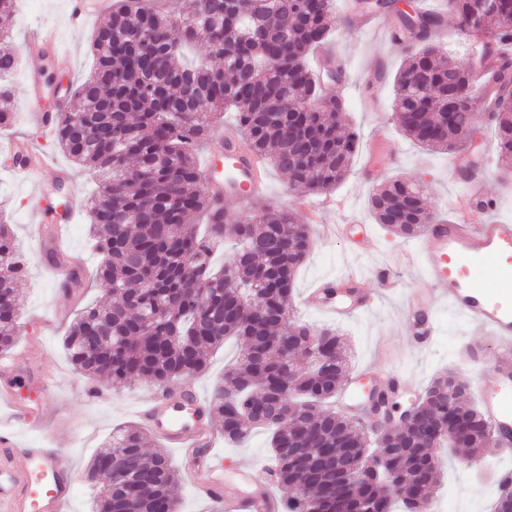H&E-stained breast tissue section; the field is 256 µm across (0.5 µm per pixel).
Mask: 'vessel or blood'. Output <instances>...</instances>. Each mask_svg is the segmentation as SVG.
<instances>
[{"instance_id": "1", "label": "vessel or blood", "mask_w": 512, "mask_h": 512, "mask_svg": "<svg viewBox=\"0 0 512 512\" xmlns=\"http://www.w3.org/2000/svg\"><path fill=\"white\" fill-rule=\"evenodd\" d=\"M102 7L101 0H69L68 22L82 26L86 17ZM26 45L29 49L51 51L62 59L70 53L59 42L54 30L34 27ZM26 105L39 127L55 132L57 112L46 110L41 95L27 98ZM224 174L208 177L207 192L215 205L212 223L224 220V204L234 201L247 204L263 190V166L260 159L243 144L234 128L224 131ZM51 155L41 154L37 166L14 165L38 189L37 200H45V172L54 170ZM468 195L477 205L449 219L440 218L425 225L417 238V252L422 269L431 273L440 290L437 301L448 303L479 332L489 334L503 344H512V222L493 216L496 201L488 199L483 184L472 183ZM309 306L340 318L350 310H364L362 299L343 307L325 286H317L307 296ZM402 315L410 320L409 334L415 351H424L437 333L436 323L424 310L403 307ZM475 393L487 418L497 447L512 448V369H499L489 381L476 384ZM176 392L155 394L141 409L140 415L152 432L167 445L180 451L182 463L197 493L214 503H228L230 512H280L281 502L266 488L254 486L250 467L237 471L240 491L233 500L224 495L221 467H206L204 450L212 448V436L204 423L206 406L198 395H190L184 409H177ZM8 406L0 424V512H62L74 495L69 469L55 448L19 446L18 426L28 424L26 408L11 394L0 395Z\"/></svg>"}]
</instances>
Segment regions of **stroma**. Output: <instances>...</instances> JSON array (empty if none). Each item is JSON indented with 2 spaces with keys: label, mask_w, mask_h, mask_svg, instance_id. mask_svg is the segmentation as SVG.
<instances>
[{
  "label": "stroma",
  "mask_w": 512,
  "mask_h": 512,
  "mask_svg": "<svg viewBox=\"0 0 512 512\" xmlns=\"http://www.w3.org/2000/svg\"><path fill=\"white\" fill-rule=\"evenodd\" d=\"M351 2L334 0L329 40L343 63L342 79L335 90L344 103V121L360 140L351 169L336 189L323 195L292 187L287 175L268 168L265 198L278 205L291 207L301 201L320 209V221L312 227L313 248L294 280L295 320L314 327L335 325L348 340L351 372L362 375V390L385 387L391 377H398L401 388L396 399L406 406L423 394L436 372L446 367L454 368L470 386L491 378L505 349L444 305L433 309L439 329L434 345L421 354L414 353L409 345L400 309L407 297L435 293L436 284L430 274L419 270L414 240L398 237L375 223L368 198L387 178L402 176L422 182L432 209L451 214L469 209L472 202L464 179L449 169L450 153L420 148L396 124L392 80L407 50L393 34L394 16H377L376 27L362 31L358 28L360 15L351 9ZM67 11V0H18L13 17L6 22L9 38L19 50L17 68L10 77L16 98L26 96V77L31 71L61 75L77 83L86 76L91 65V38L100 17L91 15L82 28L74 29L67 23ZM35 24H49L57 30L71 53L70 64L28 52L25 38ZM12 112L10 123L0 127V153L7 150L11 137L24 136L41 150L54 154L70 174L62 181L49 172L44 182L53 204L64 203L76 210L75 221L68 227L67 249L57 262L67 271L82 268L83 277L81 284L74 286L45 271L44 256L53 243L32 210L35 189L0 169V210L8 217L16 252L25 267L23 313L15 347L28 351L24 371L0 372V391L11 390L37 410L30 429L20 434L21 444L58 448L71 470L75 495L64 512H96L99 486L85 477L89 463L96 454L105 452L113 429L138 423L137 410L155 388L144 382L117 385L95 381L78 374L70 364L62 347L70 323L87 305L108 300L107 288L96 276L97 258L88 246L85 204L96 185L82 167L60 153L54 138L42 135L21 106H13ZM375 140L391 143L394 153L366 174L362 167ZM469 151L478 162L477 179L498 200L496 219L512 220V172H503L497 166L496 132L486 117H478L472 126ZM350 212L357 214L376 237V253L356 252L343 238L323 236V225L345 223ZM379 266L400 276L403 288L383 293L373 274ZM351 270L364 275L361 292L376 298L370 309L332 323L307 307L306 293L317 280H336ZM45 379L57 380L54 396H47L42 387ZM91 387L98 389V396L88 395ZM215 448L224 469L226 490L237 488L236 472L245 464L252 466L259 483H268L270 451L265 432H255L242 448L227 446L220 439ZM438 455L444 464L434 504L445 507L446 512H491L500 492L497 473L512 467V455L495 453L476 467L467 465L447 448L440 449Z\"/></svg>",
  "instance_id": "35a3bbf8"
}]
</instances>
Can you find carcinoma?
Here are the masks:
<instances>
[{"mask_svg": "<svg viewBox=\"0 0 512 512\" xmlns=\"http://www.w3.org/2000/svg\"><path fill=\"white\" fill-rule=\"evenodd\" d=\"M371 15L397 19L407 59L393 82L402 132L416 144L452 151L464 145L477 98L463 96L469 70L449 64L436 40L445 17L468 25L473 0H443L427 13L397 0H356ZM333 0H193L186 10L168 0H116L95 31L94 66L74 91L81 129L72 112L60 113L59 148L98 178L88 206L89 240L99 258L96 275L112 288V303L85 308L62 345L84 375L115 384L143 381L167 386L203 373L212 350L236 339L239 360L212 392L206 417L224 443L248 442L256 427L271 435L270 481L288 495V512H428L441 463L409 451L429 445L413 428L369 433L336 411L322 408L346 383L348 346L334 327L293 320V280L312 248L309 225L274 204L236 224L195 220L211 200L196 161L224 110L237 112L253 149L294 187L328 192L348 174L358 145L353 131L338 133L342 103L312 71L307 56L326 42ZM512 0H487L471 35L484 41L485 89L512 99V41L501 20ZM17 49L0 31V125L8 123L14 89L4 80ZM291 98L278 100L283 86ZM461 104L448 122V96ZM497 154L512 169V108L493 114ZM376 223L413 238L437 214L421 185L387 181L368 201ZM226 238L238 249L214 271L212 246ZM11 228L0 217V351L18 336L23 267ZM327 357L312 367L317 346ZM467 387L455 372L435 376L417 405L421 422L443 417L452 404L468 415L471 435L456 453L478 459L495 449L482 412L465 406ZM272 403L264 419L250 407ZM136 425L112 432L111 451L96 456L87 476L104 483L98 512H179L182 473L163 454L146 448ZM386 458L387 479L365 468Z\"/></svg>", "mask_w": 512, "mask_h": 512, "instance_id": "cac0c4a2", "label": "carcinoma"}]
</instances>
